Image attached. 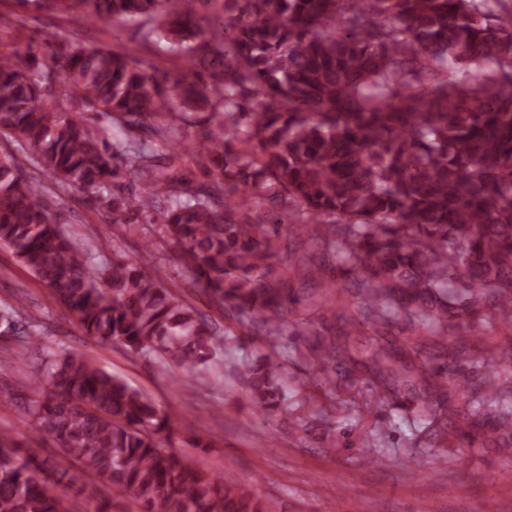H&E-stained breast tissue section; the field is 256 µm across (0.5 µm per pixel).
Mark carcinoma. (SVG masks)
Instances as JSON below:
<instances>
[{
	"instance_id": "obj_1",
	"label": "carcinoma",
	"mask_w": 512,
	"mask_h": 512,
	"mask_svg": "<svg viewBox=\"0 0 512 512\" xmlns=\"http://www.w3.org/2000/svg\"><path fill=\"white\" fill-rule=\"evenodd\" d=\"M222 2L205 21L195 5ZM67 19L144 18L143 40L186 50L172 74L126 54L68 44L39 62L0 52V137L55 187L91 191V203L125 216L160 212L163 234L219 308L264 337L269 351L243 363L250 401L270 415L288 403L283 337L308 331L288 320L300 299L288 288L286 225L332 251L354 275L357 315L308 349L321 372L361 366L383 402L405 395L435 415L448 385L468 389L456 368L464 347L448 322L489 307L512 330V9L504 0H49ZM54 89L47 106L41 89ZM208 112L184 135L210 178L194 192L175 176L179 155L165 120L172 105ZM109 120L100 126L88 113ZM148 130L152 139L138 134ZM140 182L136 194L107 183L114 162ZM45 186L0 156V245L8 247L68 310L82 332L180 370L211 358L215 333L165 286L153 252L119 253L95 269L88 251L37 200ZM224 197L217 205L216 198ZM257 196L278 199L267 224L250 223ZM23 309L0 305V334L24 344ZM405 318L441 339L424 352L376 341L358 359L350 340ZM480 395L456 409L465 436L489 443L512 432V392L492 366ZM31 427L69 466L50 469L41 449L20 451L0 435V512H74L76 466L109 483L125 512H279L247 484L161 450L170 417L86 355L66 351L33 377Z\"/></svg>"
}]
</instances>
